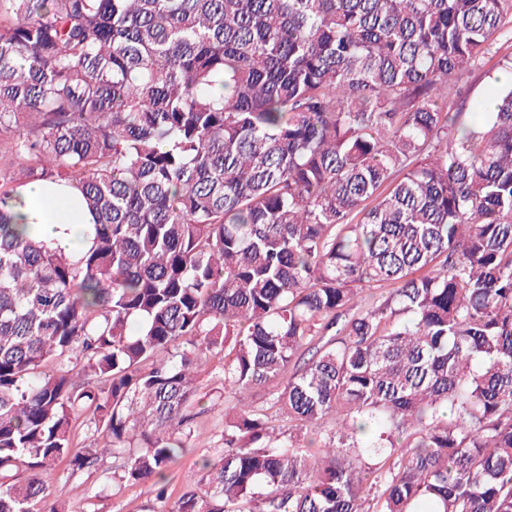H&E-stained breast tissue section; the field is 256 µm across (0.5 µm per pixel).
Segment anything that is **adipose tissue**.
Masks as SVG:
<instances>
[{
    "instance_id": "ef3b65f1",
    "label": "adipose tissue",
    "mask_w": 512,
    "mask_h": 512,
    "mask_svg": "<svg viewBox=\"0 0 512 512\" xmlns=\"http://www.w3.org/2000/svg\"><path fill=\"white\" fill-rule=\"evenodd\" d=\"M19 194L28 223L40 225L53 246L74 257L89 247L93 219L69 187L36 182L21 187Z\"/></svg>"
}]
</instances>
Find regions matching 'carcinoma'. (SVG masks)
<instances>
[{
	"instance_id": "1",
	"label": "carcinoma",
	"mask_w": 512,
	"mask_h": 512,
	"mask_svg": "<svg viewBox=\"0 0 512 512\" xmlns=\"http://www.w3.org/2000/svg\"><path fill=\"white\" fill-rule=\"evenodd\" d=\"M510 23L0 0V135L94 218L74 260L0 193V512H64L47 476L107 456L158 512H512V86L447 107ZM204 352L237 405L170 502ZM285 375L273 412L245 402ZM80 417L103 447H73Z\"/></svg>"
}]
</instances>
